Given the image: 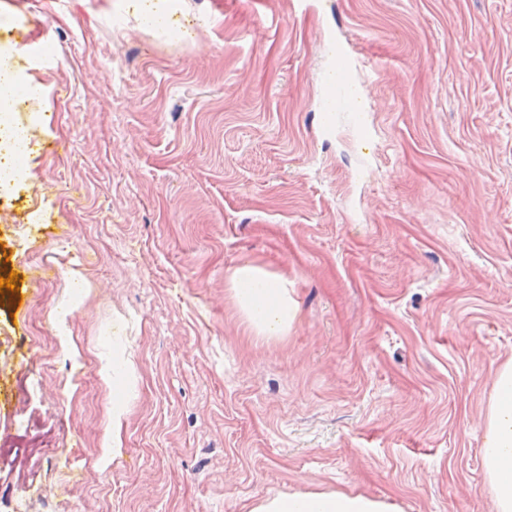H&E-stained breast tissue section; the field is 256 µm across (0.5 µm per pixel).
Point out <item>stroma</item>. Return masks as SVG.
Masks as SVG:
<instances>
[{"instance_id": "obj_1", "label": "stroma", "mask_w": 512, "mask_h": 512, "mask_svg": "<svg viewBox=\"0 0 512 512\" xmlns=\"http://www.w3.org/2000/svg\"><path fill=\"white\" fill-rule=\"evenodd\" d=\"M145 6L0 0L41 90L0 190V512H494L512 0H169L165 32ZM334 41L370 62V137L321 131ZM244 264L287 280L285 335L247 328ZM396 506L363 494L320 491L268 497L256 502L249 512H395Z\"/></svg>"}]
</instances>
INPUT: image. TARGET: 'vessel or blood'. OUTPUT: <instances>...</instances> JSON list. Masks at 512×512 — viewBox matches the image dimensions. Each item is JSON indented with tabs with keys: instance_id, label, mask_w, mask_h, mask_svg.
Segmentation results:
<instances>
[{
	"instance_id": "vessel-or-blood-1",
	"label": "vessel or blood",
	"mask_w": 512,
	"mask_h": 512,
	"mask_svg": "<svg viewBox=\"0 0 512 512\" xmlns=\"http://www.w3.org/2000/svg\"><path fill=\"white\" fill-rule=\"evenodd\" d=\"M355 80L350 57L345 48L339 47L331 54L329 76L322 92V124L331 129L339 115L350 116L361 136H368L370 129L364 113L359 112L354 92Z\"/></svg>"
}]
</instances>
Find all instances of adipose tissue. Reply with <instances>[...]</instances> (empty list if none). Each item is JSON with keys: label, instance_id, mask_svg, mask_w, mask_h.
<instances>
[{"label": "adipose tissue", "instance_id": "obj_1", "mask_svg": "<svg viewBox=\"0 0 512 512\" xmlns=\"http://www.w3.org/2000/svg\"><path fill=\"white\" fill-rule=\"evenodd\" d=\"M231 283L235 303L256 336L274 338L287 332L297 312L287 281L245 264L233 270ZM482 462L495 512H512V359L494 376ZM249 512H396V507L363 494L320 491L268 497Z\"/></svg>", "mask_w": 512, "mask_h": 512}]
</instances>
